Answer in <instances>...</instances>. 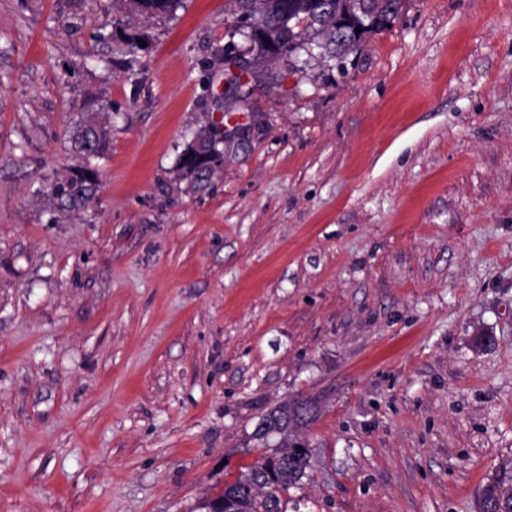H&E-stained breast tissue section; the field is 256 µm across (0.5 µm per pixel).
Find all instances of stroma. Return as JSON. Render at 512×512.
<instances>
[{
	"label": "stroma",
	"instance_id": "obj_1",
	"mask_svg": "<svg viewBox=\"0 0 512 512\" xmlns=\"http://www.w3.org/2000/svg\"><path fill=\"white\" fill-rule=\"evenodd\" d=\"M234 7L0 0V512H199L301 399L288 512H476L512 456V0H405L228 114ZM222 117L252 131L194 185ZM94 123L84 125L77 133L74 139L75 150L82 154L85 158L99 156L107 147L109 141V133L104 127L97 130L93 127ZM93 142L94 146L91 150L84 153V143ZM219 144H220V142H217L214 145V148H213L214 157L213 158L203 160L194 166H189V164L186 163L185 157H184V154H185V149H184V151L180 157L181 175L186 178H190L192 181H195V182H201V181L208 179L210 176L209 173L211 172L207 167L208 163L219 161V163L221 164V157L222 158L224 157L223 150L218 148ZM97 177L93 170L85 169L66 184L58 185L54 192L62 206L80 208L88 205L96 196ZM313 414V406L308 401H297L287 407H277L264 415L259 423L267 422L282 431L297 429L308 423ZM258 423V424H259ZM257 424V425H258Z\"/></svg>",
	"mask_w": 512,
	"mask_h": 512
}]
</instances>
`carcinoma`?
Returning a JSON list of instances; mask_svg holds the SVG:
<instances>
[{
  "label": "carcinoma",
  "instance_id": "obj_1",
  "mask_svg": "<svg viewBox=\"0 0 512 512\" xmlns=\"http://www.w3.org/2000/svg\"><path fill=\"white\" fill-rule=\"evenodd\" d=\"M135 11L145 15L165 14L173 10L177 0H136ZM403 0H266V13L260 36L253 44L257 57H293L303 48V34L316 31L325 35L319 44L321 58L329 68H342L348 57L362 49L369 33L392 26L402 13ZM342 20V32L336 33V19ZM360 32H355V29ZM109 133L93 124L84 125L74 139L75 150L86 158L99 156L107 147ZM181 175L195 182L209 178L208 161L191 166L180 157ZM97 177L85 169L65 184L55 188V195L65 207L80 208L96 196ZM313 406L297 401L277 407L261 418L282 431L308 423ZM310 467L309 452L293 450L282 454L267 453L257 464L240 467L238 474L224 482V488L204 500L201 512H287L284 496L301 484ZM512 490V457L502 460L495 474L483 486L477 512H512L502 502L500 492Z\"/></svg>",
  "mask_w": 512,
  "mask_h": 512
}]
</instances>
